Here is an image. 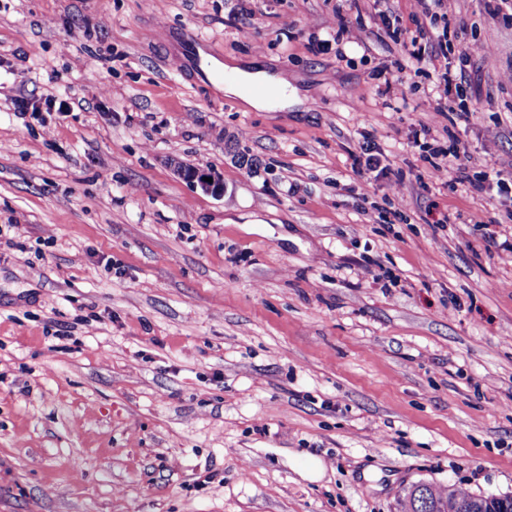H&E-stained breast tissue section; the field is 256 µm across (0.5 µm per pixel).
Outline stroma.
<instances>
[{
  "mask_svg": "<svg viewBox=\"0 0 512 512\" xmlns=\"http://www.w3.org/2000/svg\"><path fill=\"white\" fill-rule=\"evenodd\" d=\"M442 10L445 50L412 0H0V512L512 495V20ZM391 26L425 60L385 96ZM191 32L306 109L201 81ZM48 96L69 111L12 105ZM364 128L399 194L357 174ZM425 128L504 188L437 177ZM179 173L188 181L199 186L206 193L217 195L221 194L224 189V184L220 176L212 170L192 168L187 171L183 167L180 168ZM203 177L212 178V182L204 181Z\"/></svg>",
  "mask_w": 512,
  "mask_h": 512,
  "instance_id": "obj_1",
  "label": "stroma"
}]
</instances>
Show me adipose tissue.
I'll use <instances>...</instances> for the list:
<instances>
[{"mask_svg": "<svg viewBox=\"0 0 512 512\" xmlns=\"http://www.w3.org/2000/svg\"><path fill=\"white\" fill-rule=\"evenodd\" d=\"M230 72L231 81L222 87L225 96L244 98L246 105L253 110L278 112L305 102L284 72L261 67L251 70L240 66L231 67Z\"/></svg>", "mask_w": 512, "mask_h": 512, "instance_id": "1", "label": "adipose tissue"}]
</instances>
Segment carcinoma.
Wrapping results in <instances>:
<instances>
[{
	"mask_svg": "<svg viewBox=\"0 0 512 512\" xmlns=\"http://www.w3.org/2000/svg\"><path fill=\"white\" fill-rule=\"evenodd\" d=\"M499 503L497 512H512V498L509 496L477 495L463 489L448 486V492L443 493L434 485L419 482L412 485L400 498L399 512H481L487 503Z\"/></svg>",
	"mask_w": 512,
	"mask_h": 512,
	"instance_id": "cac0c4a2",
	"label": "carcinoma"
}]
</instances>
